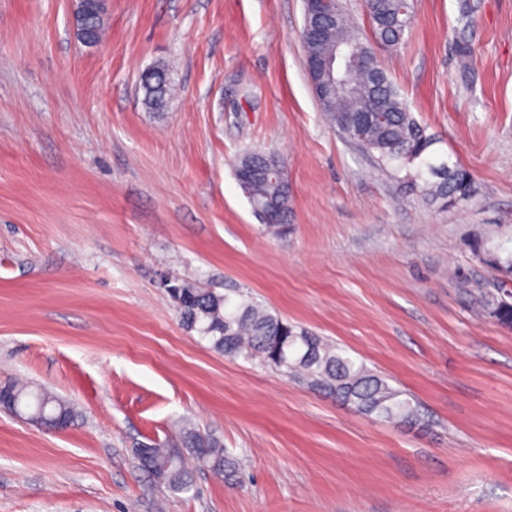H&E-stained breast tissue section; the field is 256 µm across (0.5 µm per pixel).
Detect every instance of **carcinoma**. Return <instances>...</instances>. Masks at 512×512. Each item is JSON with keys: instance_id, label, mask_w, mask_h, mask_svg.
Listing matches in <instances>:
<instances>
[{"instance_id": "cac0c4a2", "label": "carcinoma", "mask_w": 512, "mask_h": 512, "mask_svg": "<svg viewBox=\"0 0 512 512\" xmlns=\"http://www.w3.org/2000/svg\"><path fill=\"white\" fill-rule=\"evenodd\" d=\"M364 10L368 34L339 4L336 19L321 20V46L302 35L309 57L319 49L332 52L342 45L356 49L354 66L342 76L345 87L327 94L323 110L330 122L361 135L360 146L379 167L405 171V187L419 192L429 203L442 208L468 203L475 194L472 174L458 165L433 161L432 147L439 138L414 118L379 63V48H396L405 40L412 23L410 0H364ZM165 74V68L156 67L142 80L144 103L152 110H163L172 95V83L163 78ZM280 169V160L271 153L245 151L235 161L237 180L253 209L268 229L283 235L288 229L290 188L287 178L275 175ZM484 253L498 270L512 274V250L498 245ZM465 293L483 315L512 329L511 292L494 294L467 281ZM168 295L176 304L182 327L208 340L215 351L257 360L286 376L302 378L366 417L409 427L421 422L412 400L385 377L357 362L343 348L288 322L240 291L219 294L194 282L173 280ZM0 388L11 396L6 406L17 412L25 399H33L28 416L49 430H65L78 418L74 405L45 389L13 383ZM187 454L228 483L239 478V460L219 439L188 424L163 441L142 442L135 449L141 470L173 492L190 490Z\"/></svg>"}]
</instances>
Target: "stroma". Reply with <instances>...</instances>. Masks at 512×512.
<instances>
[{
	"label": "stroma",
	"instance_id": "35a3bbf8",
	"mask_svg": "<svg viewBox=\"0 0 512 512\" xmlns=\"http://www.w3.org/2000/svg\"><path fill=\"white\" fill-rule=\"evenodd\" d=\"M413 0L378 52L434 150L476 194L442 209L327 122L305 67L303 0H108L102 42L70 0H0V385L72 402L62 431L0 411V512H512V329L462 284L496 291L476 241L512 239V0ZM471 48L460 75L455 46ZM167 66L165 112L142 74ZM274 153L289 230L239 186ZM255 301L412 398L423 427L357 414L186 332L162 278ZM247 466L193 468L178 493L136 443L183 423Z\"/></svg>",
	"mask_w": 512,
	"mask_h": 512
}]
</instances>
